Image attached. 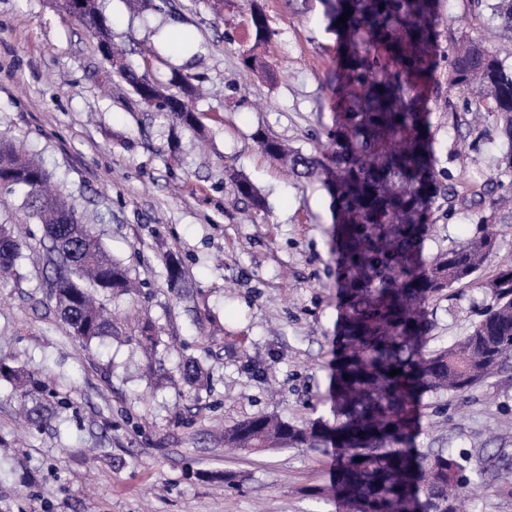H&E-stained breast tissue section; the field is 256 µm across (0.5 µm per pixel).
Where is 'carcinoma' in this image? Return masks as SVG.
I'll return each instance as SVG.
<instances>
[{
    "label": "carcinoma",
    "mask_w": 512,
    "mask_h": 512,
    "mask_svg": "<svg viewBox=\"0 0 512 512\" xmlns=\"http://www.w3.org/2000/svg\"><path fill=\"white\" fill-rule=\"evenodd\" d=\"M59 5L106 49L105 59L140 97L176 121L193 126L192 79L171 93L136 78L112 46L96 0L82 11ZM500 20L496 36L512 39V0L489 5ZM350 13L346 23L338 18ZM326 17L337 36L336 128L331 150L305 154L263 135L260 146L298 178H319L333 198L336 255L342 269L337 294L343 308L331 398L336 424L294 423L254 416L224 431V444L244 451L336 448V497L356 512H460L470 484L463 465L443 448L423 453L413 441L426 393L462 395L512 367V264L484 288L492 303L452 344L425 350L430 303L471 281L496 248L491 232L426 262L422 244L435 199L430 115L441 104L438 74L441 30L438 0H329ZM448 86L472 96L470 124L497 114V136L509 146L498 176L512 178V66L479 42L453 52ZM50 176L11 141L0 138V188L26 189L28 216L44 226L43 266L60 321L89 343L112 335L99 291L131 287L126 269L107 253L76 203L49 187ZM231 191L261 205L246 178ZM25 243L0 225V274L15 272ZM402 373L390 375L391 370ZM15 382L28 421L52 419L53 408L29 397L34 382L0 362V379Z\"/></svg>",
    "instance_id": "obj_1"
}]
</instances>
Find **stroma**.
I'll use <instances>...</instances> for the list:
<instances>
[{
	"instance_id": "stroma-1",
	"label": "stroma",
	"mask_w": 512,
	"mask_h": 512,
	"mask_svg": "<svg viewBox=\"0 0 512 512\" xmlns=\"http://www.w3.org/2000/svg\"><path fill=\"white\" fill-rule=\"evenodd\" d=\"M98 0L114 43L138 75L177 92L202 88L196 126L148 108L117 76L81 23L56 0H0V135L42 163L84 223L128 271L129 294L98 293L112 334L82 345L59 320L38 259L44 228L21 194L0 209L26 242L0 277V362L42 374L48 423L22 422L0 380V512H347L332 488L331 448L230 452L224 430L272 415L334 422L328 389L340 306L331 197L319 179H296L267 157L266 134L310 153L336 119L331 78L337 43L321 0ZM264 14L271 36L255 46ZM441 47L478 39L497 20L470 0H440ZM257 50L268 67L243 75ZM432 113L440 196L423 244L432 260L496 225L497 253L512 257V183L495 180L507 146L485 114L484 136L456 91ZM263 200L234 201L229 177ZM483 187L473 204L469 187ZM176 260L179 282L166 266ZM489 302L462 284L429 307L428 349L451 344ZM156 340L143 352V330ZM204 375L191 385L188 362ZM418 448L470 462L512 459V369L460 396L422 399ZM232 482H225V474ZM464 512H512V493L478 477Z\"/></svg>"
}]
</instances>
